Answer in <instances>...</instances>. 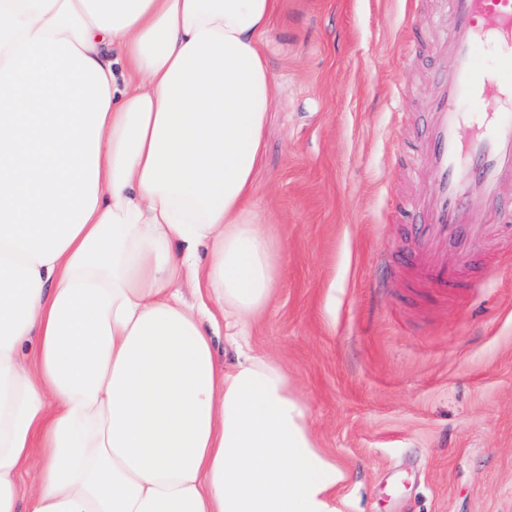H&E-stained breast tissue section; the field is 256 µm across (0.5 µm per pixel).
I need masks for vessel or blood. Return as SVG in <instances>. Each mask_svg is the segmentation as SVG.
<instances>
[{
	"label": "vessel or blood",
	"instance_id": "obj_1",
	"mask_svg": "<svg viewBox=\"0 0 512 512\" xmlns=\"http://www.w3.org/2000/svg\"><path fill=\"white\" fill-rule=\"evenodd\" d=\"M448 12V32L432 51L453 80L429 103L424 151L436 191L422 205L406 264L420 287L441 293L459 287L481 253L485 228L470 221L474 204L512 179V0H448ZM475 98L487 110L467 111ZM450 241L460 256L455 268L439 263Z\"/></svg>",
	"mask_w": 512,
	"mask_h": 512
}]
</instances>
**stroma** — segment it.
I'll return each instance as SVG.
<instances>
[{"label":"stroma","instance_id":"35a3bbf8","mask_svg":"<svg viewBox=\"0 0 512 512\" xmlns=\"http://www.w3.org/2000/svg\"><path fill=\"white\" fill-rule=\"evenodd\" d=\"M444 0H283L263 45L274 90L254 205L281 282L251 330L348 474L342 512H512V223L460 297L399 273L434 183L417 162L450 78L428 44Z\"/></svg>","mask_w":512,"mask_h":512}]
</instances>
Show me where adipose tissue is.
I'll use <instances>...</instances> for the list:
<instances>
[{
    "label": "adipose tissue",
    "mask_w": 512,
    "mask_h": 512,
    "mask_svg": "<svg viewBox=\"0 0 512 512\" xmlns=\"http://www.w3.org/2000/svg\"><path fill=\"white\" fill-rule=\"evenodd\" d=\"M281 5L0 0V512H338L346 473L250 344Z\"/></svg>",
    "instance_id": "1"
}]
</instances>
